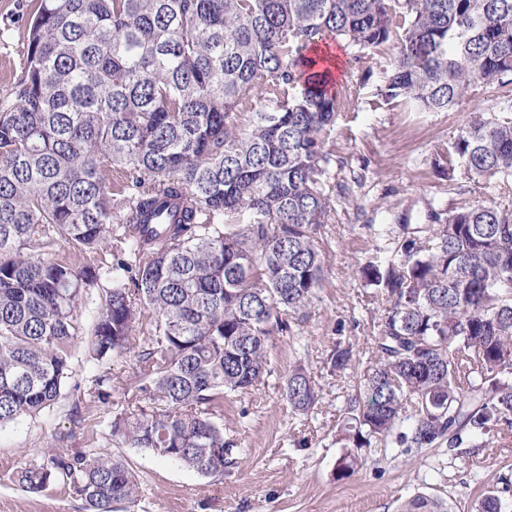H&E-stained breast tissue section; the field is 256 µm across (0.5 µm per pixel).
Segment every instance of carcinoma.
I'll return each instance as SVG.
<instances>
[{
	"instance_id": "cac0c4a2",
	"label": "carcinoma",
	"mask_w": 512,
	"mask_h": 512,
	"mask_svg": "<svg viewBox=\"0 0 512 512\" xmlns=\"http://www.w3.org/2000/svg\"><path fill=\"white\" fill-rule=\"evenodd\" d=\"M331 38L396 41L387 103L497 95L498 114L448 144V186L494 179L512 197V0H34L0 101L1 427L59 401L81 340L93 361L136 360L140 399L112 412L113 446L210 477L235 463L224 399L263 383L273 337L306 322L324 278L326 136L348 103L317 69ZM399 236L357 269L389 307L346 399L339 478L360 465L352 448H482L512 428V208L477 201ZM352 358L338 343L328 363ZM90 389L105 402L112 379ZM284 391L292 412L314 409L301 365ZM13 478L31 493L60 480L83 512L139 496L92 435ZM450 509L416 495L399 512ZM501 509L494 490L476 506Z\"/></svg>"
}]
</instances>
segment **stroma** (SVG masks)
<instances>
[{
  "label": "stroma",
  "instance_id": "35a3bbf8",
  "mask_svg": "<svg viewBox=\"0 0 512 512\" xmlns=\"http://www.w3.org/2000/svg\"><path fill=\"white\" fill-rule=\"evenodd\" d=\"M32 0H0V100L7 98L27 49L26 22ZM338 86L352 98L339 111L326 148L332 154L329 181L336 209L322 229L325 276L310 318L299 337H274L271 373L258 390L224 401V432L242 450L223 476L206 477L133 448L121 454L140 477L131 512H397L403 501L423 493L453 502L455 512H474L481 494L502 491V512H512V431L487 448H365L360 466L337 479L343 454L338 420L345 400L360 382L387 303L380 289L365 285L356 269L377 247L394 248L392 237L375 238L369 227L430 224L435 214L495 198L488 180L449 191L443 171L448 143L472 113L490 116L492 96L463 100L451 112H418L385 103L379 88L395 54L387 44L371 58L358 48L338 47ZM352 347L344 373L331 371L335 345ZM303 362L319 394L314 410L292 413L285 377ZM74 379L82 389L65 391L53 409L0 428V512H82V502L63 483L37 494L14 480L15 469L37 462L43 446L64 437V450H81L83 437L99 418L130 405L135 392L134 358L87 361L76 346ZM112 378L109 402L88 392L93 376Z\"/></svg>",
  "mask_w": 512,
  "mask_h": 512
}]
</instances>
